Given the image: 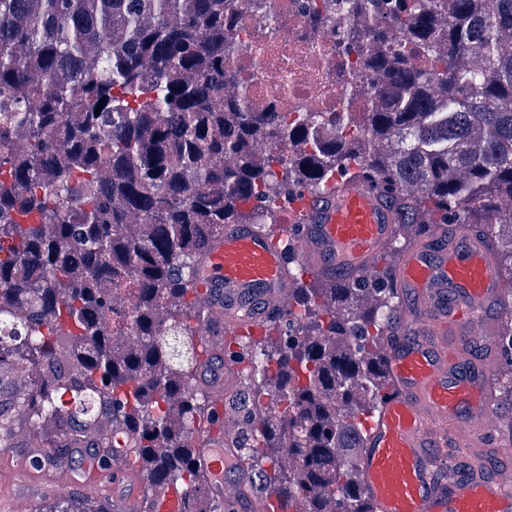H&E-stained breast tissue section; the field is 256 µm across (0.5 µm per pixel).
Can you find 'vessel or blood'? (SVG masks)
Wrapping results in <instances>:
<instances>
[{
    "label": "vessel or blood",
    "mask_w": 512,
    "mask_h": 512,
    "mask_svg": "<svg viewBox=\"0 0 512 512\" xmlns=\"http://www.w3.org/2000/svg\"><path fill=\"white\" fill-rule=\"evenodd\" d=\"M397 209L367 182L345 180L325 195L306 198L294 240L302 260L321 278H356L392 242ZM281 238L251 224H228L199 260V300L229 336L240 334L241 318L264 319L285 309L291 282ZM493 248L471 226H459L453 240L414 245L396 277L417 304L405 315L411 337L388 338L383 351L396 389L385 401L357 457L361 480L374 512H512V463L491 476L469 474L455 465L437 469L436 451L452 447L453 432L489 426L490 365L466 371L450 355L447 326L486 335L477 314L497 301L503 286L492 261ZM223 443L197 442V460L215 483L237 458L239 410L216 407ZM177 485L155 488L153 512H180Z\"/></svg>",
    "instance_id": "1"
}]
</instances>
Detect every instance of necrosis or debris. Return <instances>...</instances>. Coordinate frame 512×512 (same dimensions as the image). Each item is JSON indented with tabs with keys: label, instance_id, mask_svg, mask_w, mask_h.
<instances>
[{
	"label": "necrosis or debris",
	"instance_id": "4bbe7bcc",
	"mask_svg": "<svg viewBox=\"0 0 512 512\" xmlns=\"http://www.w3.org/2000/svg\"><path fill=\"white\" fill-rule=\"evenodd\" d=\"M323 0H265L263 13H238L239 44L229 66L240 72L252 107L288 116L311 110L333 112L345 86L349 64L345 35L356 24H307L309 6Z\"/></svg>",
	"mask_w": 512,
	"mask_h": 512
}]
</instances>
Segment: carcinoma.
<instances>
[{"label": "carcinoma", "mask_w": 512, "mask_h": 512, "mask_svg": "<svg viewBox=\"0 0 512 512\" xmlns=\"http://www.w3.org/2000/svg\"><path fill=\"white\" fill-rule=\"evenodd\" d=\"M308 24L382 19L408 52L368 56L364 111L290 120L225 95L235 0H0V447L43 433L46 461L114 456L181 512L210 479L193 438L216 424L200 389L199 258L226 224L336 174L400 194L404 229L512 224V0H330ZM101 111H96L97 106ZM275 140L290 159L265 149ZM295 304L247 353L238 454L252 487L293 512H372L356 457L389 397L387 266L328 288L289 270ZM183 492L175 484L155 488L152 496L153 512H180Z\"/></svg>", "instance_id": "1"}]
</instances>
